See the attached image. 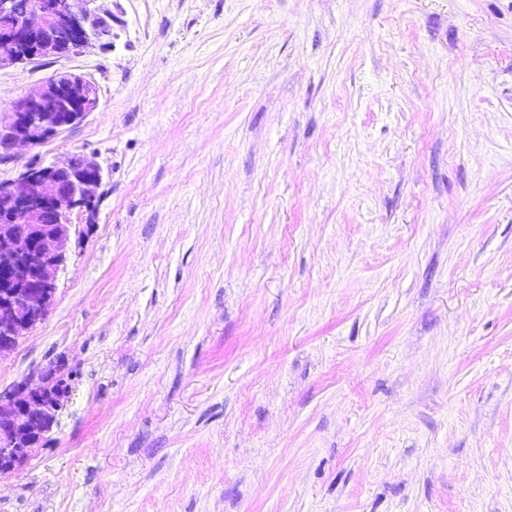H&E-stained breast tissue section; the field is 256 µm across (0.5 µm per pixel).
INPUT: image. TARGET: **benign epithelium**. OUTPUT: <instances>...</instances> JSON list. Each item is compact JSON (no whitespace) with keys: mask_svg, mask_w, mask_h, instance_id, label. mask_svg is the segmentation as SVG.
Returning a JSON list of instances; mask_svg holds the SVG:
<instances>
[{"mask_svg":"<svg viewBox=\"0 0 512 512\" xmlns=\"http://www.w3.org/2000/svg\"><path fill=\"white\" fill-rule=\"evenodd\" d=\"M106 37H112V12L98 0H0V70L78 54ZM98 105L93 80L51 75L0 123V160L18 143L36 146L82 122ZM102 180L100 165L84 157L78 165L30 163L0 182V309L9 313L0 321V362L47 316L73 221L89 220L91 190ZM73 380L57 362L0 392V474L26 463L58 423Z\"/></svg>","mask_w":512,"mask_h":512,"instance_id":"obj_1","label":"benign epithelium"}]
</instances>
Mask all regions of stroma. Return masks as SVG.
I'll return each mask as SVG.
<instances>
[{
	"instance_id": "stroma-1",
	"label": "stroma",
	"mask_w": 512,
	"mask_h": 512,
	"mask_svg": "<svg viewBox=\"0 0 512 512\" xmlns=\"http://www.w3.org/2000/svg\"><path fill=\"white\" fill-rule=\"evenodd\" d=\"M103 169L0 391L65 360L0 512H512V0H104Z\"/></svg>"
}]
</instances>
